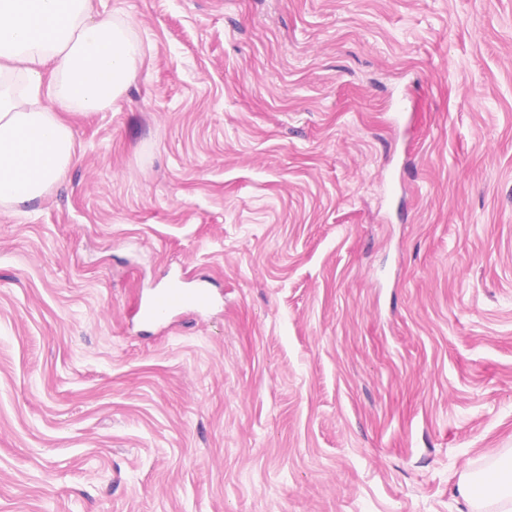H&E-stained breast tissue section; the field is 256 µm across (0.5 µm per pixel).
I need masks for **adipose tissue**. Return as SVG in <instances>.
<instances>
[{
	"mask_svg": "<svg viewBox=\"0 0 512 512\" xmlns=\"http://www.w3.org/2000/svg\"><path fill=\"white\" fill-rule=\"evenodd\" d=\"M140 48L124 23L98 20L92 0H0V206L52 189L74 165L65 119L100 112L127 88ZM468 508L512 512V477L463 483Z\"/></svg>",
	"mask_w": 512,
	"mask_h": 512,
	"instance_id": "obj_1",
	"label": "adipose tissue"
}]
</instances>
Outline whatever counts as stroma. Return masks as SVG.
Masks as SVG:
<instances>
[{
  "mask_svg": "<svg viewBox=\"0 0 512 512\" xmlns=\"http://www.w3.org/2000/svg\"><path fill=\"white\" fill-rule=\"evenodd\" d=\"M142 57L0 207V512H463L512 457V0H94ZM212 305L153 325L172 279Z\"/></svg>",
  "mask_w": 512,
  "mask_h": 512,
  "instance_id": "1",
  "label": "stroma"
}]
</instances>
